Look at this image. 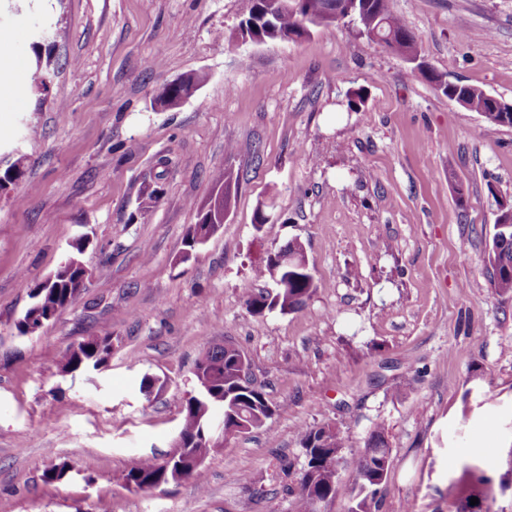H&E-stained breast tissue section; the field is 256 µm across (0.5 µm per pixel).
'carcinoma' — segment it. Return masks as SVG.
I'll use <instances>...</instances> for the list:
<instances>
[{
    "label": "carcinoma",
    "instance_id": "cac0c4a2",
    "mask_svg": "<svg viewBox=\"0 0 512 512\" xmlns=\"http://www.w3.org/2000/svg\"><path fill=\"white\" fill-rule=\"evenodd\" d=\"M336 0H303L300 9L284 8L274 15L266 14V0H243L242 16L235 35L241 40L257 38L261 42L284 41L291 33L301 38L309 36L311 27L329 25L336 22L334 4ZM356 23L359 34L370 41L391 38L394 40L414 38L406 20L394 13L390 0H367V7L358 14ZM407 61L416 65V69L439 86V89L453 99L458 95L465 99L466 109L477 112L483 118L489 130L503 126L499 116L491 112L494 97L483 88L472 84H452L444 81L442 75L428 72L423 63L417 62V50H412ZM50 61L44 60L42 53H36L33 85L39 91L48 89V67ZM205 81L202 74H188L174 83L166 85L158 96V103L170 106V101L178 100L190 94ZM220 223L219 212L198 209L195 231L204 232L207 228ZM491 269V286L500 296L512 295V224L496 230L492 246L486 257ZM80 274V268L67 261L61 263L54 272V281L50 284L39 282L30 291L33 312L40 313L44 319L63 307L65 291ZM315 293L314 276L311 268H293L283 278V286L275 292L264 294L250 284L243 285L246 309L253 315L278 310L282 313L301 309ZM111 354V345L105 339L92 340L69 349L59 361L63 372H77L89 366L97 367L106 363ZM214 363V367L203 369L196 363L195 369L204 370V375H195L200 381V392L182 402V434L189 452L207 455L212 451L207 444L209 424L212 413L218 409L224 416L227 426L246 422L250 429L261 427L274 413L270 400L259 386L247 387L241 383L240 364L247 361L245 355L236 350L229 351L223 346L214 347L205 353ZM303 464L298 478L293 512H313V497L323 501V507L339 493L348 496L351 503L349 512H373L378 508L377 495L385 483L391 466L390 448L384 433L374 430L365 441L364 448L345 461L352 480L343 482L339 474L327 464L328 458L342 453L347 447L343 431L336 425L324 423L319 426L304 427L299 431ZM165 471L161 462L151 458H140L132 463L124 474L126 486L144 490V486L164 480ZM485 481L484 476L475 477V483L466 488V496L459 512H492L487 497L476 488ZM476 497L479 503L470 504Z\"/></svg>",
    "mask_w": 512,
    "mask_h": 512
}]
</instances>
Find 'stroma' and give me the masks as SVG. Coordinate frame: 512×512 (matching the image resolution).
Returning <instances> with one entry per match:
<instances>
[{"label":"stroma","instance_id":"stroma-1","mask_svg":"<svg viewBox=\"0 0 512 512\" xmlns=\"http://www.w3.org/2000/svg\"><path fill=\"white\" fill-rule=\"evenodd\" d=\"M428 69L512 104V0H391ZM242 0H0L22 89L0 100V512H291L301 426L332 423L344 457L385 433L379 512H458L466 469L512 512V296L484 258L512 200V127L487 132L389 49L335 23L237 42ZM51 50L48 92L30 85ZM206 81L176 108L161 88ZM229 168L222 228L182 261L196 209ZM161 183L158 201L143 190ZM267 221L256 226L257 212ZM86 237L77 301L39 332L31 287ZM300 240L316 283L291 313L250 314L241 286ZM270 289L269 280H254ZM108 339L104 368L61 374ZM230 343L277 410L206 458L203 483L144 491L123 475L174 450L197 360ZM159 380L152 398L143 376ZM70 471L45 482L58 464ZM206 77L202 74H188L182 76L174 83L166 85L158 96L157 102L163 107H172V100L181 99L190 94L191 89H196L205 81ZM110 354L111 345L106 339L92 340L86 344L80 343L63 355L59 361V369L69 373L86 370L90 365L98 367L106 363Z\"/></svg>","mask_w":512,"mask_h":512}]
</instances>
